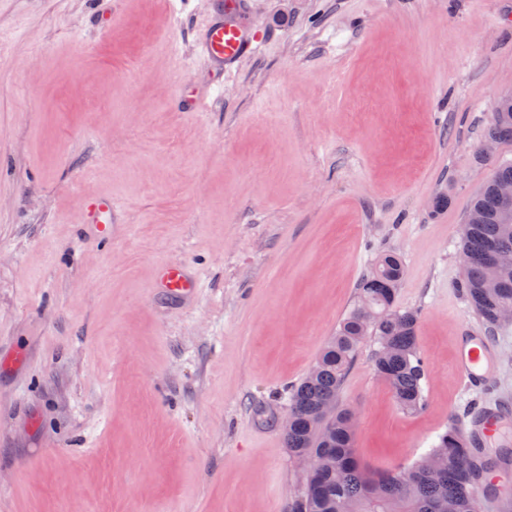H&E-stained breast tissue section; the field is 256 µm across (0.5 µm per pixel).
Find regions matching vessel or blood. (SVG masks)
<instances>
[{"mask_svg":"<svg viewBox=\"0 0 512 512\" xmlns=\"http://www.w3.org/2000/svg\"><path fill=\"white\" fill-rule=\"evenodd\" d=\"M214 19L203 28L196 43V53L204 61L219 66L237 62L242 56L253 52V41L249 29L241 22L224 21V0H215ZM79 223L89 225L102 237H111L115 229V210L108 197L93 196L82 201ZM156 281L160 288L175 297H186L194 290L193 281L186 268L180 264L162 267ZM492 364L490 343L481 337L461 334L459 338L456 370L467 388H477L489 375Z\"/></svg>","mask_w":512,"mask_h":512,"instance_id":"obj_1","label":"vessel or blood"}]
</instances>
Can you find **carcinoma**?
I'll return each mask as SVG.
<instances>
[{
    "instance_id": "carcinoma-1",
    "label": "carcinoma",
    "mask_w": 512,
    "mask_h": 512,
    "mask_svg": "<svg viewBox=\"0 0 512 512\" xmlns=\"http://www.w3.org/2000/svg\"><path fill=\"white\" fill-rule=\"evenodd\" d=\"M486 137L512 140V96L494 107ZM512 183V163H500L472 202L461 229V253L468 259L460 287L470 306L493 334L506 323L499 311L512 306V277L504 285L486 278L489 263L512 256V223H502L498 185ZM404 274L399 256L382 255L374 271L358 286V301L342 318L321 350L314 368L289 392L286 447L313 471L292 512H478L475 490L496 491L488 475L498 464H512V450L499 448L496 461L471 435L452 424L429 452L402 469L374 476L360 465L354 451L353 411L338 404L346 373L362 342L372 338L382 355L374 370L390 386L400 408L424 406L426 366L416 344L418 315L395 307V293Z\"/></svg>"
}]
</instances>
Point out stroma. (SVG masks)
<instances>
[{
  "label": "stroma",
  "instance_id": "obj_1",
  "mask_svg": "<svg viewBox=\"0 0 512 512\" xmlns=\"http://www.w3.org/2000/svg\"><path fill=\"white\" fill-rule=\"evenodd\" d=\"M209 0H0V512H291L289 389L380 254L418 312L424 407L400 411L366 340L338 396L375 473L485 405L512 447V325L468 390L460 230L512 141V0H249L262 43L217 77ZM207 105L176 107L180 77ZM107 196L116 234L76 222ZM183 263L192 301L156 288ZM487 139L496 142L512 140V96L507 95L500 98L494 107L492 121L487 129ZM494 141H487V147H483L482 151L487 154V149Z\"/></svg>",
  "mask_w": 512,
  "mask_h": 512
}]
</instances>
